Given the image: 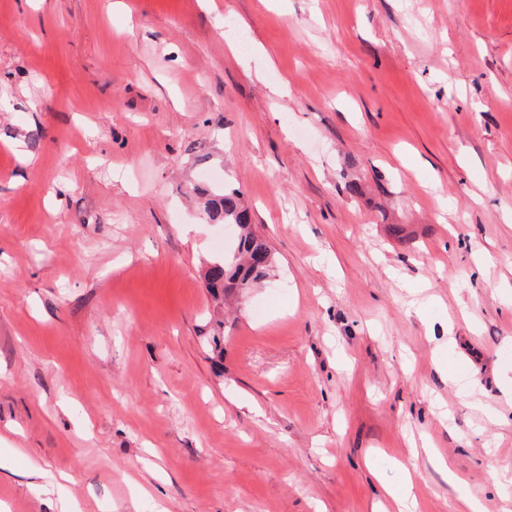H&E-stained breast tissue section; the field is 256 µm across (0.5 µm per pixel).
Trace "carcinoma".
<instances>
[{"label":"carcinoma","mask_w":512,"mask_h":512,"mask_svg":"<svg viewBox=\"0 0 512 512\" xmlns=\"http://www.w3.org/2000/svg\"><path fill=\"white\" fill-rule=\"evenodd\" d=\"M207 208L221 222L238 228L233 252L215 261L206 272L207 288L216 300L234 292L245 293L269 276L273 267L272 255L268 254L264 263L254 261L255 253L268 252L269 248L251 231L250 215L241 204L239 190H224L207 201Z\"/></svg>","instance_id":"obj_1"}]
</instances>
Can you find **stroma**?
I'll return each instance as SVG.
<instances>
[{
  "instance_id": "1",
  "label": "stroma",
  "mask_w": 512,
  "mask_h": 512,
  "mask_svg": "<svg viewBox=\"0 0 512 512\" xmlns=\"http://www.w3.org/2000/svg\"><path fill=\"white\" fill-rule=\"evenodd\" d=\"M123 2L0 0V512H372L425 441L512 512V0ZM240 197L239 190L224 188L223 194L206 202L213 217L221 218L224 224H234L239 230L233 252L215 261L206 272V285L215 300L234 292L246 293L264 281L273 267L272 253L251 231L250 215ZM261 251L267 252V261L254 263V253Z\"/></svg>"
}]
</instances>
